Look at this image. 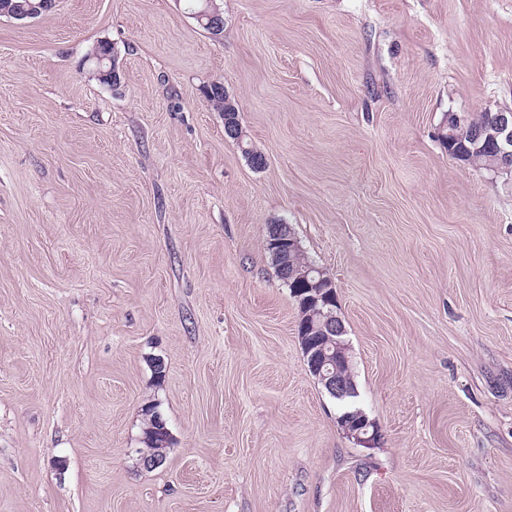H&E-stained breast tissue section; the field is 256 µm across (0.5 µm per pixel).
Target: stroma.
<instances>
[{"mask_svg":"<svg viewBox=\"0 0 512 512\" xmlns=\"http://www.w3.org/2000/svg\"><path fill=\"white\" fill-rule=\"evenodd\" d=\"M219 5L216 37L189 0L0 17V512H512V176L439 140L512 108V0ZM281 222L336 285L373 447L307 369ZM112 51V56L110 54L101 57L100 61H102L103 58H107L109 61V69L107 73L99 75V77H108L106 78V82L110 84L113 90H117L121 87L122 82V74L119 70L117 61H116V55L114 54V50H112V46L107 42H98V44L91 50V52L88 54V60L90 61V72L93 78L99 80L97 77V71H96V62L93 59L92 55L94 53L99 54H105ZM215 87H219L220 91L209 95V101L211 102V105L218 112H224V121L227 119L229 123L235 125V130L237 131L236 135H234V129L232 127H226V131H228L230 135H234L230 138L237 141L242 140V131L238 119L239 110L236 102L232 100L228 94H226L223 85L213 84L210 87V90H213ZM144 411H146L153 419V423L155 427H153V431L160 432L161 435H158V437H162L163 440L160 442V448H157L151 441H149L150 438V422L148 419L144 416L143 422H142V429H141V443L143 444L144 448L140 450L142 457V462L144 465L149 466L150 468H157L160 467L165 459L166 455L164 452L165 448H168V439L171 438V433L169 429L166 427L165 421L162 419L161 414L157 411L156 406L148 405L145 407ZM154 448H157L154 453L150 456H145L143 454L145 453H151ZM337 420L343 434L359 444L372 446L380 436L376 424L362 410L345 412Z\"/></svg>","mask_w":512,"mask_h":512,"instance_id":"35a3bbf8","label":"stroma"}]
</instances>
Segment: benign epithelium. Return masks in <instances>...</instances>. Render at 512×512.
Masks as SVG:
<instances>
[{"instance_id":"1","label":"benign epithelium","mask_w":512,"mask_h":512,"mask_svg":"<svg viewBox=\"0 0 512 512\" xmlns=\"http://www.w3.org/2000/svg\"><path fill=\"white\" fill-rule=\"evenodd\" d=\"M490 142L495 145L496 164L493 171L512 172V109L491 113L488 126L475 133L474 141ZM296 244L291 232L281 229L265 238L266 248L281 252L287 244ZM295 278L305 281L308 288L294 294L299 308L298 334L309 356L311 368L326 391L341 401L352 393L342 371L349 368L351 359L345 342V325L338 314L335 284L328 281L320 270L306 266L295 271ZM320 315V322H314V315ZM145 411L152 417L153 431L161 433L160 448L150 456H142L144 465L151 468L161 466L166 455L171 433L156 407L148 405ZM343 434L359 444L372 446L379 438L376 424L367 415L356 409L337 417Z\"/></svg>"}]
</instances>
